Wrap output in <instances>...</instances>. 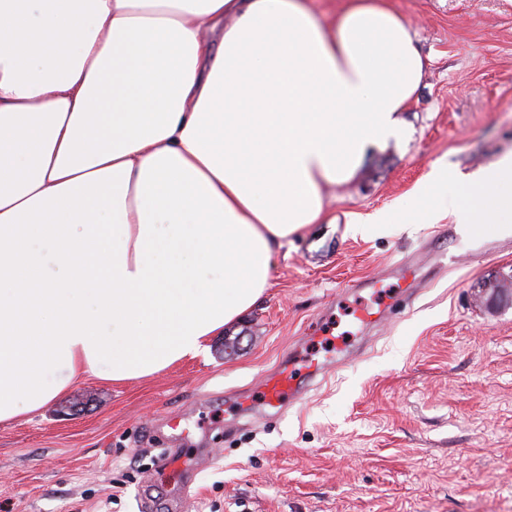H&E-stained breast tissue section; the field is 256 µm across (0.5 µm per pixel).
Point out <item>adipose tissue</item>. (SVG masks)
I'll use <instances>...</instances> for the list:
<instances>
[{
	"mask_svg": "<svg viewBox=\"0 0 512 512\" xmlns=\"http://www.w3.org/2000/svg\"><path fill=\"white\" fill-rule=\"evenodd\" d=\"M423 72L389 0H0V422L205 356ZM498 168L457 223H512Z\"/></svg>",
	"mask_w": 512,
	"mask_h": 512,
	"instance_id": "1",
	"label": "adipose tissue"
}]
</instances>
